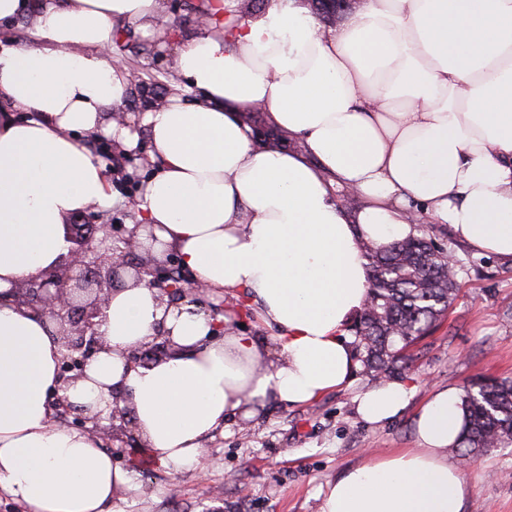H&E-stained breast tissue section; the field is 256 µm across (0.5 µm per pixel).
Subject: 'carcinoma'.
<instances>
[{"instance_id": "cac0c4a2", "label": "carcinoma", "mask_w": 512, "mask_h": 512, "mask_svg": "<svg viewBox=\"0 0 512 512\" xmlns=\"http://www.w3.org/2000/svg\"><path fill=\"white\" fill-rule=\"evenodd\" d=\"M389 245L362 243L370 279L368 300L351 326L355 349L371 381L408 368V348L452 306L460 267L452 251L436 243L437 229ZM465 421L453 449L467 463L492 448L512 447V380H489L464 389Z\"/></svg>"}]
</instances>
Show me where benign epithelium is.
Masks as SVG:
<instances>
[{
  "label": "benign epithelium",
  "mask_w": 512,
  "mask_h": 512,
  "mask_svg": "<svg viewBox=\"0 0 512 512\" xmlns=\"http://www.w3.org/2000/svg\"><path fill=\"white\" fill-rule=\"evenodd\" d=\"M66 225L68 252L61 263L39 276L12 286L11 301L55 320L60 325L63 353L59 380L65 387L83 377L87 361L107 349L97 332V318L113 287L132 273L157 290L167 306L193 305L213 319L214 329L224 334V305L213 304L207 288L173 256L158 260L152 256L131 261L138 251V226L114 224L103 214L81 212ZM175 344L170 333L158 329L152 341L127 354L133 364L156 361L171 353ZM78 427L106 436L120 444L135 441L131 409L124 397H113L107 417H77Z\"/></svg>",
  "instance_id": "1"
}]
</instances>
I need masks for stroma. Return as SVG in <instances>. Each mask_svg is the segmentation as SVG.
Returning a JSON list of instances; mask_svg holds the SVG:
<instances>
[{
	"label": "stroma",
	"mask_w": 512,
	"mask_h": 512,
	"mask_svg": "<svg viewBox=\"0 0 512 512\" xmlns=\"http://www.w3.org/2000/svg\"><path fill=\"white\" fill-rule=\"evenodd\" d=\"M163 17H149L132 29L128 46H113L112 62L138 65L142 79L132 88L127 111L143 109L149 95L165 87L147 78L168 72L170 59L142 54L155 32L169 28L189 38L199 0H165ZM458 259L459 294L440 325L412 350L402 376L414 396L391 421L373 424L356 411L355 398L370 386L364 372L317 401L292 406L268 399L249 404L209 442L207 466L172 474L150 464L137 469L135 485L118 489L119 512H321L323 493L347 467L369 456L414 447V417L433 390L463 388L483 378H512V263L477 254L447 236ZM471 489L467 512H512V447L495 448L464 467Z\"/></svg>",
	"instance_id": "obj_1"
}]
</instances>
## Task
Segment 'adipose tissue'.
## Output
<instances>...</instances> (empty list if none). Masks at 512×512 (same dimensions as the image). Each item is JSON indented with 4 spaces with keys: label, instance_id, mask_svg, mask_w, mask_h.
Returning <instances> with one entry per match:
<instances>
[{
    "label": "adipose tissue",
    "instance_id": "obj_1",
    "mask_svg": "<svg viewBox=\"0 0 512 512\" xmlns=\"http://www.w3.org/2000/svg\"><path fill=\"white\" fill-rule=\"evenodd\" d=\"M209 2L172 53L197 102L170 96L121 124L110 114L133 77L107 57L113 32L162 15L164 0H0V22L30 21L37 36L0 42V292L58 265L69 216L120 201L74 133L128 151L145 135L156 172L134 204L143 251L176 253L212 295L243 291L276 330L266 341L214 335L211 317L165 307L129 277L100 318L108 351L63 388L58 323L0 302V490L28 512H114L131 484L98 438L51 423L55 395L93 415L123 394L159 464L197 470L251 401L304 405L352 382L362 241L401 240L418 213L512 261V0H361L336 30L303 0H271L249 18L238 0ZM245 108L298 149L255 145ZM340 186L360 209L342 204ZM161 324L174 354L129 364ZM413 393L383 382L357 410L383 422ZM463 424L458 391L435 390L415 447L342 471L321 512H465L471 490L449 455Z\"/></svg>",
    "mask_w": 512,
    "mask_h": 512
}]
</instances>
